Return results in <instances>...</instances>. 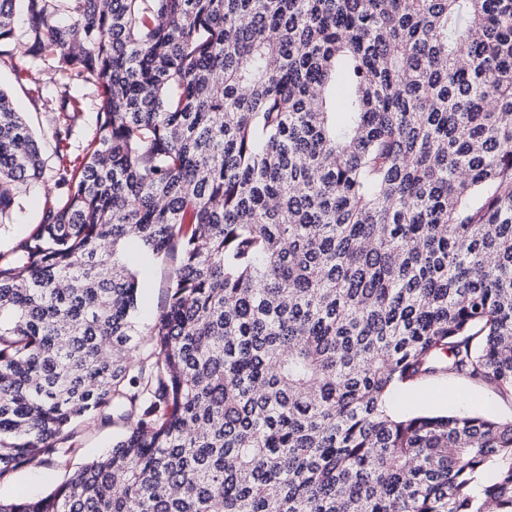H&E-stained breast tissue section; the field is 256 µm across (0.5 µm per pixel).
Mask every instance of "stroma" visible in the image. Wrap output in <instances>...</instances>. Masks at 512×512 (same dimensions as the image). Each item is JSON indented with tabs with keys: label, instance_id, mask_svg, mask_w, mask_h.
Instances as JSON below:
<instances>
[{
	"label": "stroma",
	"instance_id": "35a3bbf8",
	"mask_svg": "<svg viewBox=\"0 0 512 512\" xmlns=\"http://www.w3.org/2000/svg\"><path fill=\"white\" fill-rule=\"evenodd\" d=\"M0 88L7 90L18 112L30 122L39 138L44 175L38 182L21 188L15 199L13 220L0 224V250L5 251L35 230L47 209L59 206L60 190L55 186L60 161L80 163L87 144L96 134L97 89L93 84L50 71L47 64L37 62H0ZM77 99L80 111L67 117L65 101ZM70 125L71 135L57 142L55 131ZM128 266L140 282V302L136 314L137 327L147 331L161 314L172 268L148 260L134 243L124 247ZM460 395L465 409L512 418V399L502 396L486 383L461 377L442 376L423 380L394 393L391 409L396 414L423 411H449L446 392ZM119 425L78 427L74 435L76 450L48 461L32 463L0 478V499L39 498L47 495L78 467L98 459L112 447Z\"/></svg>",
	"mask_w": 512,
	"mask_h": 512
}]
</instances>
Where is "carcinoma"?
<instances>
[{
  "label": "carcinoma",
  "instance_id": "obj_1",
  "mask_svg": "<svg viewBox=\"0 0 512 512\" xmlns=\"http://www.w3.org/2000/svg\"><path fill=\"white\" fill-rule=\"evenodd\" d=\"M16 54L99 107L0 251V478L125 431L0 512H512V419L388 411L512 397V0H0ZM41 173L0 89V224ZM124 257L127 265L139 277L141 288L136 322L138 329L145 333L162 313L173 267L148 260L140 248L131 242L124 246ZM448 390L460 395L461 404H449L444 399ZM390 407L399 415L471 409L504 419L512 418V400L509 397L502 396L489 384L454 376L429 378L398 390Z\"/></svg>",
  "mask_w": 512,
  "mask_h": 512
}]
</instances>
